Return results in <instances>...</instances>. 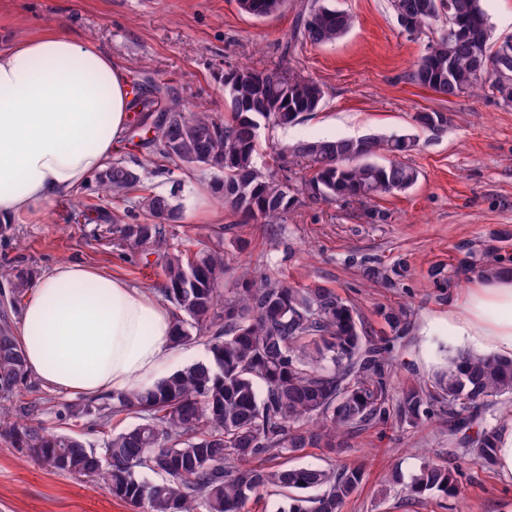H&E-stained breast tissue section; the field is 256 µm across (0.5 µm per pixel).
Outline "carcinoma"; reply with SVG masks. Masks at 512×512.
Returning <instances> with one entry per match:
<instances>
[{
  "label": "carcinoma",
  "mask_w": 512,
  "mask_h": 512,
  "mask_svg": "<svg viewBox=\"0 0 512 512\" xmlns=\"http://www.w3.org/2000/svg\"><path fill=\"white\" fill-rule=\"evenodd\" d=\"M284 3L238 0L244 13L258 19L277 14ZM390 5L417 32L448 18V27L428 42L412 71L414 83L444 97L503 93L498 67L506 57L512 62V39L491 42L482 0H390ZM353 24L333 0H311L297 14L283 56H292L304 40L334 44ZM224 94L228 116L223 120L186 110L160 87L137 94L135 106L154 119L150 142L161 158L223 173L212 189L243 224H279L306 198L364 203L418 181L417 169L402 160L416 146L409 135L300 141L281 148L282 155L310 171V177L293 183L297 191L287 190L283 180L261 179L254 165L261 125L296 123L322 105L324 90L292 71L229 65ZM414 121L438 131L448 117L418 112ZM381 154L387 161H376ZM98 186L106 197L127 194L140 187V175L114 162L98 174ZM139 208L141 224L114 217L119 245L142 253L165 250L158 293L178 311L173 343L206 336L208 359L151 387L68 406L70 418L92 416L101 428L126 411L141 415L140 422L108 438L101 453L74 435L20 427L6 408L0 410V432L51 471L105 476L114 498L143 512H248L249 503L269 491L288 502L280 512H342L362 483V465L338 469L296 464L291 457L308 447L336 454L350 447L358 431L386 419L393 340L371 336L354 307L332 288L255 278L245 265L231 262L222 232L206 250L193 256L183 252L169 242V227L183 213L171 197L144 194ZM231 272L235 287L223 291L219 284ZM27 379L23 355L3 327L0 398L18 393ZM511 398V356L457 348L447 369L402 392L396 412L415 425L441 405L448 413V442L490 468L503 426L487 410ZM144 472L155 478H145ZM406 493L413 500L456 495L453 468L422 458Z\"/></svg>",
  "instance_id": "1"
}]
</instances>
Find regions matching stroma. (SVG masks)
Returning <instances> with one entry per match:
<instances>
[{"instance_id":"1","label":"stroma","mask_w":512,"mask_h":512,"mask_svg":"<svg viewBox=\"0 0 512 512\" xmlns=\"http://www.w3.org/2000/svg\"><path fill=\"white\" fill-rule=\"evenodd\" d=\"M304 0H286L280 13L256 19L238 0H0V50L21 39L61 29L109 53L129 83L152 80L168 87L187 108L224 114L225 65L263 70L286 63L319 83L321 108L295 125H265L255 165L283 174L286 160L275 147L302 140L409 135L418 146L407 157L417 183L403 193L361 203L305 202L281 224H244L221 205L212 185L218 170L169 166L151 148L124 139L113 160L141 176L151 192L184 208L169 229L172 242L197 252L224 231L230 258L258 276H275L335 289L352 304L374 335L391 330L380 312L401 309L407 328L395 343L392 395L448 365V349L465 345L448 328V313L484 267L512 264V107L485 96L446 98L412 82L410 75L426 38L403 31L389 0H335L354 18L349 33L333 45L300 47L283 59ZM444 112V129L418 126L419 112ZM137 193L119 199L98 196L88 180L72 197L46 213L14 224L0 223V315L19 330L23 304L14 302V276L35 280L54 264L77 261L124 278L137 288L162 285L161 258L118 246L113 217L142 222ZM76 398L29 377L10 408L20 423L79 436L101 448L104 431L89 420L64 415ZM448 416L437 411L417 426L397 417L361 431L344 454L308 448L305 464H360L364 479L343 512H512V482L497 469L461 460L458 493L410 501L392 473L410 476L421 456L448 461ZM0 512H138L113 498L98 478L52 472L35 456L0 435Z\"/></svg>"}]
</instances>
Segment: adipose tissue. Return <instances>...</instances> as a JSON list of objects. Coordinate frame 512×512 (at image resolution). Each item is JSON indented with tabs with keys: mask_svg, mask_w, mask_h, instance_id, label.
Here are the masks:
<instances>
[{
	"mask_svg": "<svg viewBox=\"0 0 512 512\" xmlns=\"http://www.w3.org/2000/svg\"><path fill=\"white\" fill-rule=\"evenodd\" d=\"M133 96L111 57L48 31L0 51V222L46 211L112 158ZM458 335L512 354V268L482 277L448 313ZM175 319L156 291L60 262L26 300L17 343L56 390L96 397L152 386L173 354Z\"/></svg>",
	"mask_w": 512,
	"mask_h": 512,
	"instance_id": "obj_1",
	"label": "adipose tissue"
}]
</instances>
